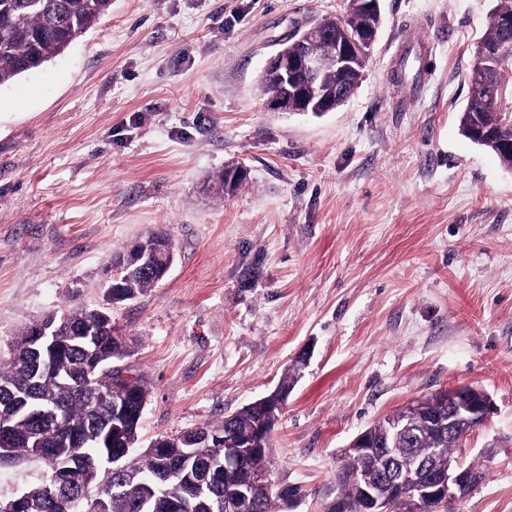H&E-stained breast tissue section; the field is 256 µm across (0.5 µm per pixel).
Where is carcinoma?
Instances as JSON below:
<instances>
[{"mask_svg": "<svg viewBox=\"0 0 512 512\" xmlns=\"http://www.w3.org/2000/svg\"><path fill=\"white\" fill-rule=\"evenodd\" d=\"M112 0H0V86L13 82L20 75L37 69L60 55L82 33L95 25L111 10ZM325 80L352 85L357 75L340 76L328 50L321 46ZM499 76L486 67L473 66L469 82L470 95L462 113L465 134L473 126L493 128L497 125L496 106L478 92L480 83ZM241 182H233L229 172L219 175L211 185L212 192L224 195L234 192ZM112 262L125 264L120 287L113 289L112 303L135 297L158 285L135 265L130 248L115 251ZM53 324L55 343L42 361L27 349V338L34 334L36 324L24 325L16 334L15 347L8 361L0 364V424L13 429L8 449L0 461L11 462L26 457L41 459L47 475L27 488L29 500L43 504V512H92L86 502L75 501L81 483H103L104 497L110 512H217L213 501L224 496V484L244 488L252 512H291L293 505L272 481L257 484L246 481L251 471L268 470L269 440L259 438L257 453L244 459V470L231 469L219 475L214 490L192 495L177 482L156 481L163 470L181 468L194 470L204 477L194 461L204 458L224 460V447L204 442L195 449V457L183 455L181 441L176 436H160L165 453L150 449L131 461L133 475L115 483L105 477L102 457L110 452L108 439L112 430V402L124 386L110 383L98 388L87 378L103 374L109 378L123 372L116 366L125 356L123 337L115 335L112 316L91 310L49 313L41 320ZM137 397L127 400L130 415L123 424L126 447L137 448L141 423L140 405L147 401L148 390L142 381L133 378ZM267 412L263 404L243 408L224 418L218 425L205 424L200 432L212 438L234 443L251 431L257 420ZM393 414L367 427L373 441L384 447L388 457L399 465V479L413 483L421 478L416 466L431 471L448 472V464L457 463L454 448L473 431V423L463 411L449 405L439 394L422 399V408L412 422L410 432L398 434L392 423ZM365 460L349 450H343L336 467V496L323 512H367L364 495ZM372 482L382 498L393 497V482L383 467L374 469Z\"/></svg>", "mask_w": 512, "mask_h": 512, "instance_id": "cac0c4a2", "label": "carcinoma"}]
</instances>
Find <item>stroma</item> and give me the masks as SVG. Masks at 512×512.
<instances>
[{"label": "stroma", "mask_w": 512, "mask_h": 512, "mask_svg": "<svg viewBox=\"0 0 512 512\" xmlns=\"http://www.w3.org/2000/svg\"><path fill=\"white\" fill-rule=\"evenodd\" d=\"M495 4L383 0L358 87L316 116L265 110L257 79L348 0H112L0 87V359L24 325L102 307L113 251L162 231V285L112 307L150 391L140 448L267 395L307 347L269 460L297 512H323L359 431L468 384L497 412L454 450L486 478L453 512H512V170L460 130ZM232 165L242 185L209 192ZM45 472L0 462V499Z\"/></svg>", "instance_id": "obj_1"}]
</instances>
